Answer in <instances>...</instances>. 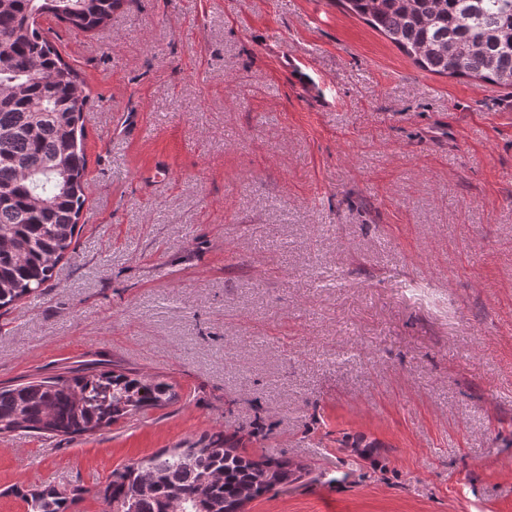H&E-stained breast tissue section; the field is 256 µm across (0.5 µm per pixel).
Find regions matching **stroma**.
Masks as SVG:
<instances>
[{"label": "stroma", "mask_w": 512, "mask_h": 512, "mask_svg": "<svg viewBox=\"0 0 512 512\" xmlns=\"http://www.w3.org/2000/svg\"><path fill=\"white\" fill-rule=\"evenodd\" d=\"M88 85L87 202L0 314V384L85 363L174 400L0 436L11 486L93 490L221 437L304 476L247 512H512V89L421 69L338 0H130L48 21Z\"/></svg>", "instance_id": "obj_1"}]
</instances>
